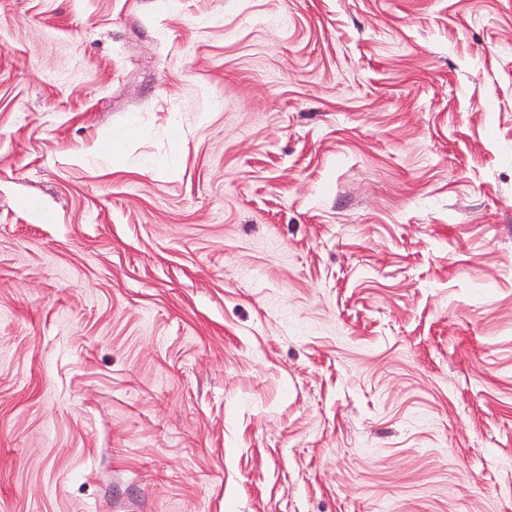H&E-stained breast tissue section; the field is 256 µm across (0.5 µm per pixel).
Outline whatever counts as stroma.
<instances>
[{"mask_svg":"<svg viewBox=\"0 0 512 512\" xmlns=\"http://www.w3.org/2000/svg\"><path fill=\"white\" fill-rule=\"evenodd\" d=\"M0 512H512V0H0Z\"/></svg>","mask_w":512,"mask_h":512,"instance_id":"35a3bbf8","label":"stroma"}]
</instances>
